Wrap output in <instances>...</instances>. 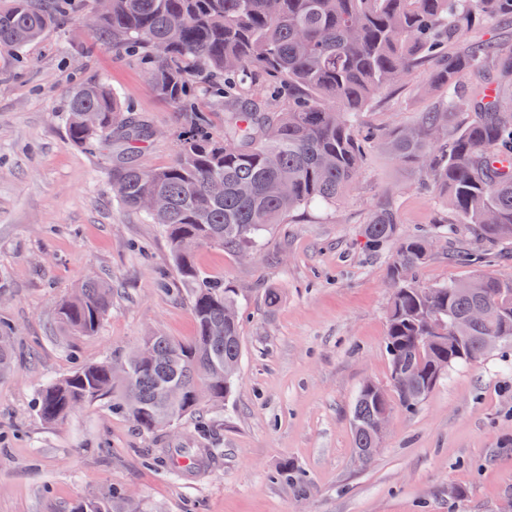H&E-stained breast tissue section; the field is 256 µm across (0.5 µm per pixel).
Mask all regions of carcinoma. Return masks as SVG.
<instances>
[{
	"mask_svg": "<svg viewBox=\"0 0 512 512\" xmlns=\"http://www.w3.org/2000/svg\"><path fill=\"white\" fill-rule=\"evenodd\" d=\"M95 30L112 40L114 56L138 57L163 99L185 112L188 127L174 163L138 164L129 155L112 163V189L126 207L161 227L176 270L192 288L197 336L183 343L152 334L120 360L84 365L38 391L37 410L50 423L79 405L112 400V410L153 431L181 422L204 402L221 404L239 374L242 344L238 293L202 275L186 239L240 253L265 243L266 233L299 211L334 206L354 183L362 153L358 113L380 93L400 89L429 66L447 97L414 123L366 134L391 159L417 163L421 189L446 195L455 223L489 245L512 240V44L474 40L486 23L509 15L512 0H88ZM68 0H3L0 51L37 41ZM478 83L467 82L471 73ZM268 78L283 92L260 97ZM224 100V135L205 131L194 80ZM471 114L459 126L455 116ZM65 124L72 143L104 149L115 139L130 148L151 137L103 82L76 87ZM163 196L168 207L160 209ZM365 247H394L385 351L390 368L419 374L404 391L367 383L352 410L354 449L371 463L381 447L375 424L384 408L416 411L452 369L481 362L512 346V277L478 275L435 287L421 285L419 267L430 257L431 236L405 234L396 210H374L363 229ZM112 307V285L85 281L56 310L68 333L98 332ZM471 320L467 352L456 357L441 341L452 319ZM14 328L0 326V376L11 373ZM432 340L425 341L426 337ZM180 393L172 403L168 394ZM75 512H148L135 500L107 491L82 500Z\"/></svg>",
	"mask_w": 512,
	"mask_h": 512,
	"instance_id": "carcinoma-1",
	"label": "carcinoma"
}]
</instances>
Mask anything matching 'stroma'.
I'll list each match as a JSON object with an SVG mask.
<instances>
[{
  "instance_id": "35a3bbf8",
  "label": "stroma",
  "mask_w": 512,
  "mask_h": 512,
  "mask_svg": "<svg viewBox=\"0 0 512 512\" xmlns=\"http://www.w3.org/2000/svg\"><path fill=\"white\" fill-rule=\"evenodd\" d=\"M109 84L154 135L141 165L177 157L185 117L159 97L142 65L82 27L80 14L22 51L0 54V323L16 329L13 371L0 377V512H72L110 488L147 502L151 512H500L512 499V350L453 369L415 413L395 410L369 465L354 454L352 408L364 382H390L384 349L391 251L364 246L371 210L393 199L402 232L434 230L445 211L417 188L414 163L367 144L345 199L276 226L261 253L245 260L201 247L194 263L241 295L242 361L223 404L203 406L201 423L141 432L109 401L94 400L67 420L37 414L39 386L74 369L131 351L144 336L179 341L196 334L191 290L176 272L159 225L113 194L111 160L123 143L91 153L71 144L70 91ZM408 89L380 94L359 115L363 131L383 133L413 120L440 98ZM468 232L440 240L420 268L421 284L512 275V242L490 262ZM112 284V308L99 331L59 328L57 303L86 280ZM279 289L277 306L263 291ZM210 448L195 478L172 475L168 450ZM304 485L280 478L284 468ZM462 490L449 497V487Z\"/></svg>"
}]
</instances>
